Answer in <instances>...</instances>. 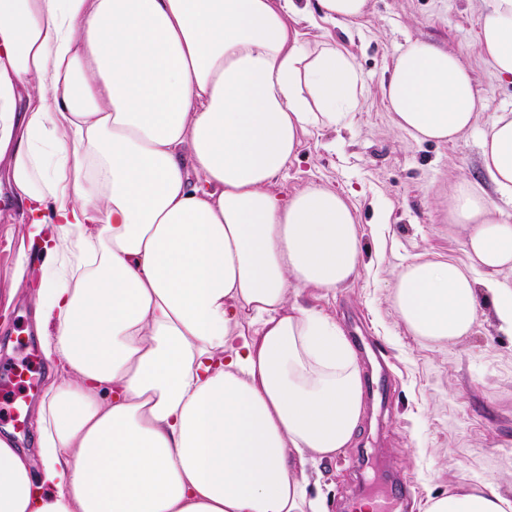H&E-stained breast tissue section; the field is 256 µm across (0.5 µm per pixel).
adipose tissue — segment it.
Returning a JSON list of instances; mask_svg holds the SVG:
<instances>
[{
	"instance_id": "obj_1",
	"label": "adipose tissue",
	"mask_w": 512,
	"mask_h": 512,
	"mask_svg": "<svg viewBox=\"0 0 512 512\" xmlns=\"http://www.w3.org/2000/svg\"><path fill=\"white\" fill-rule=\"evenodd\" d=\"M368 0H0V196L50 261L34 303L60 364L36 446L0 437V512H325L310 469L363 417L354 347L292 292L336 291L361 266L345 198L275 181L312 129L359 103L353 58L291 21L352 23ZM480 46L512 82V0H490ZM384 94L420 141L473 128L475 78L407 41ZM482 169L512 199V109L484 130ZM465 262L396 276L400 321L434 343L481 304L512 336V223L470 182L448 188ZM424 512H512L495 482Z\"/></svg>"
}]
</instances>
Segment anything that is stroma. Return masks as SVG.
I'll return each mask as SVG.
<instances>
[{
	"mask_svg": "<svg viewBox=\"0 0 512 512\" xmlns=\"http://www.w3.org/2000/svg\"><path fill=\"white\" fill-rule=\"evenodd\" d=\"M488 0H369L368 13L348 27L318 18L299 28L310 42L333 41L355 61L363 85L348 127L315 129L276 181L289 197L310 185L347 196L361 229L362 265L346 287L298 302L336 317L352 343L364 380L382 382L383 399L365 401L364 423L348 448L319 466L328 512H357L389 474L404 481L408 512L428 497L494 480L512 497V337L501 334L491 309L480 308L469 336L436 344L400 322L392 286L402 267L418 260L464 259V232L448 225V186L477 183L503 217V201L480 166V138L495 116L512 108V83L483 61L479 21ZM455 53L475 76L476 127L452 142H420L396 126L382 85L406 39ZM26 227L17 208L0 204V375L37 348L34 305L25 292L9 295L15 268L26 260L38 281L43 249L23 250ZM40 392L0 387V435L14 429L20 447L35 445ZM26 400L19 419L14 402Z\"/></svg>",
	"mask_w": 512,
	"mask_h": 512,
	"instance_id": "35a3bbf8",
	"label": "stroma"
}]
</instances>
